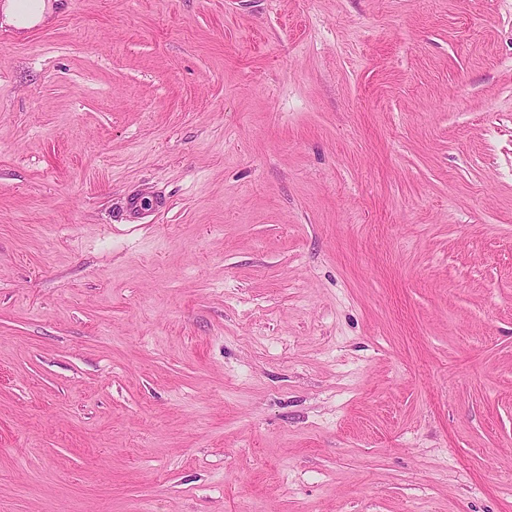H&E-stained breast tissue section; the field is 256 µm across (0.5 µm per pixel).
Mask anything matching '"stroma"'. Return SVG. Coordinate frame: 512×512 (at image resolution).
Wrapping results in <instances>:
<instances>
[{"label": "stroma", "instance_id": "1", "mask_svg": "<svg viewBox=\"0 0 512 512\" xmlns=\"http://www.w3.org/2000/svg\"><path fill=\"white\" fill-rule=\"evenodd\" d=\"M0 512H512V0L10 32Z\"/></svg>", "mask_w": 512, "mask_h": 512}]
</instances>
